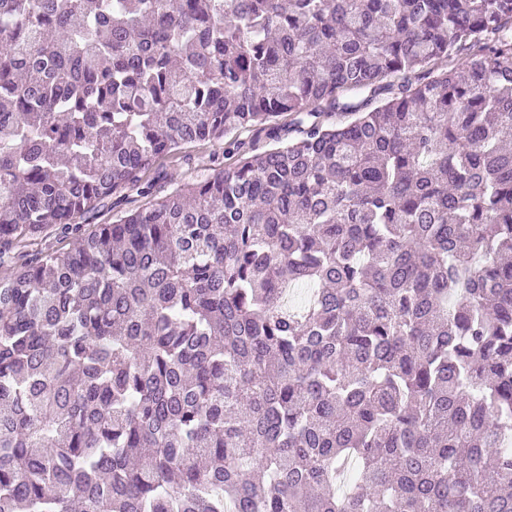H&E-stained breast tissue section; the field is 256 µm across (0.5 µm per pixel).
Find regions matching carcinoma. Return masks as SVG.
I'll return each instance as SVG.
<instances>
[{
	"label": "carcinoma",
	"mask_w": 512,
	"mask_h": 512,
	"mask_svg": "<svg viewBox=\"0 0 512 512\" xmlns=\"http://www.w3.org/2000/svg\"><path fill=\"white\" fill-rule=\"evenodd\" d=\"M0 266V512H512V0H0ZM224 148V140H205L185 144L176 154L161 157L152 170L141 173L142 186L150 187L147 196L139 195L135 191L114 194L112 211L104 209L96 214L93 219L87 221L84 230L88 233L94 230L97 224L112 222V214L117 210H137L148 201L163 197L184 183L195 181L202 174L227 167L232 159L225 155Z\"/></svg>",
	"instance_id": "cac0c4a2"
}]
</instances>
